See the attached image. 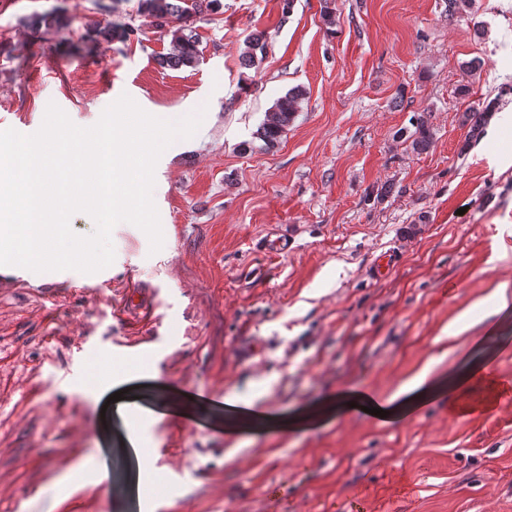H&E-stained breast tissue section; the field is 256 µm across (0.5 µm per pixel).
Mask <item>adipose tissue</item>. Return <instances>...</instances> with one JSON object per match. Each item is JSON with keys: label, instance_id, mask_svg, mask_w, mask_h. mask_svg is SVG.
Instances as JSON below:
<instances>
[{"label": "adipose tissue", "instance_id": "obj_1", "mask_svg": "<svg viewBox=\"0 0 512 512\" xmlns=\"http://www.w3.org/2000/svg\"><path fill=\"white\" fill-rule=\"evenodd\" d=\"M491 374L489 362L483 361L470 366L443 386L432 377L430 369L425 368L405 381L386 400H375L366 393H339L329 397L327 404L341 413L349 412L354 405L372 409L378 407L387 411L389 421L395 422L410 416L438 395L445 397L448 403H455L459 394L476 381L486 379Z\"/></svg>", "mask_w": 512, "mask_h": 512}]
</instances>
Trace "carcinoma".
I'll return each instance as SVG.
<instances>
[{
    "instance_id": "obj_1",
    "label": "carcinoma",
    "mask_w": 512,
    "mask_h": 512,
    "mask_svg": "<svg viewBox=\"0 0 512 512\" xmlns=\"http://www.w3.org/2000/svg\"><path fill=\"white\" fill-rule=\"evenodd\" d=\"M213 3L215 0H139L138 12L158 21L159 26L168 24L174 18L181 25L171 30L172 51L165 60L170 67L189 66L198 59L197 41L192 34L189 18L192 13L201 10L203 3ZM31 27L50 31L65 26V18L61 15L35 16L29 19ZM265 53L264 35L256 34L248 38L242 52V59L247 66L257 63V54ZM303 91L299 87L290 89L279 98L273 109L266 113V118L259 126L256 135L268 145L275 144L297 112Z\"/></svg>"
}]
</instances>
